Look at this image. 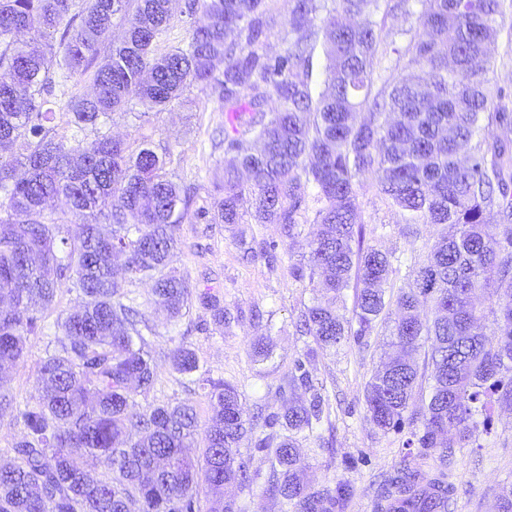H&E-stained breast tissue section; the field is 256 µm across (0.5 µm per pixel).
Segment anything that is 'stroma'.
<instances>
[{"label":"stroma","mask_w":512,"mask_h":512,"mask_svg":"<svg viewBox=\"0 0 512 512\" xmlns=\"http://www.w3.org/2000/svg\"><path fill=\"white\" fill-rule=\"evenodd\" d=\"M504 11L503 27L490 46L487 77L492 86L502 88L512 98V0H505ZM106 128L131 146L146 140L156 151H170L166 166L169 178L195 192L171 266L189 277L194 291L211 290L238 313L237 321L225 328L215 324L210 311L196 301L189 314L173 323L165 312L154 309L147 284H130L153 328L147 340L157 365V381L146 404L190 403L203 431L212 416L211 385L226 381L238 388L248 409L281 412L285 396L279 387L293 358L303 353L308 342L299 335L296 324L314 292L308 281L293 277L292 269L307 260L304 236L313 232V224H305L303 237L293 243L281 241L276 225H252L257 238L277 244L275 259L270 262L262 257L244 259L236 229L197 218V211L211 210L221 196L225 161L221 145L224 106L209 90L191 87L158 114L145 113L143 105L134 104L129 111L112 114ZM360 210L367 238L382 249L405 259L430 248L432 226L421 224L416 234H407L397 210L374 192L361 197ZM74 302V294L59 293L43 313L40 330L30 337L24 361L8 372L4 388L17 401L33 395L38 365L46 350L53 347L58 324ZM390 328V321L379 322L367 347L344 343L318 352L308 364L314 385L331 404L320 430L321 441L303 444L309 480L318 489L334 488L340 481L350 484L354 495L345 512H379L381 484L408 465L429 476L443 474L457 490L455 512H495L499 497L512 491V403L495 404L489 431L478 432L475 441L455 449L444 464L426 449L407 447L410 431H378L365 417V389L380 362ZM265 333L275 340L274 355L263 363L252 362L250 341ZM179 344L197 355L199 368L192 374H178L170 366L169 353ZM240 458L252 482L235 491L238 512H280L279 504L267 492L272 469L266 449L257 447L254 439H246Z\"/></svg>","instance_id":"1"}]
</instances>
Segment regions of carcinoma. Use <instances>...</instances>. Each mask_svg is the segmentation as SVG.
I'll return each mask as SVG.
<instances>
[{"instance_id":"obj_1","label":"carcinoma","mask_w":512,"mask_h":512,"mask_svg":"<svg viewBox=\"0 0 512 512\" xmlns=\"http://www.w3.org/2000/svg\"><path fill=\"white\" fill-rule=\"evenodd\" d=\"M276 10L277 0H186L182 14L202 20L186 46L160 53L171 0H0V371L25 358L58 292L76 293L57 346L40 362L36 395L19 407L0 392V412L15 410L24 426L13 461L0 465V512H196L202 482L210 512H237L229 489L249 483L239 445L276 425L284 433L257 447L274 448L272 495L281 507L343 512L353 496L346 482L330 490L304 481L299 448L327 402L305 369L312 348L293 360L282 413L261 422L233 385L212 386L201 462L185 453L197 433L193 405L136 399L156 383L143 334L152 328L115 266L148 283L172 319L194 297L219 326L231 313L170 268L192 197L168 178V153L145 140L133 151L102 126L135 101L162 112L194 84L224 102V153L232 155L224 197L202 215L241 224L247 193L255 223L278 225L288 240L301 236L309 212L320 225L306 241V265L292 270L320 289L299 317L301 335L323 351L350 338L366 345L395 305L396 354L366 387L371 423L389 433L420 422L418 446L443 462L488 425L492 396L512 402V109L486 79L503 0H288L287 47L272 56ZM359 16L364 23L354 22ZM399 17L415 19L404 31L408 63L385 78L382 31ZM116 24L123 38L104 54ZM320 45L327 88L317 94L309 63ZM76 75L89 77L90 90L71 97L69 124L93 138L69 145L56 135L51 103L57 78ZM368 177L406 224L437 230L398 284L395 256L365 238L359 191ZM55 200L70 219L47 211ZM351 288L353 322L339 314ZM424 346L427 375L414 360ZM273 352L271 335L251 341L253 361ZM170 361L180 374L198 368L182 344ZM424 377L427 395L416 404ZM455 495L442 476L410 468L381 492L404 512H451Z\"/></svg>"}]
</instances>
